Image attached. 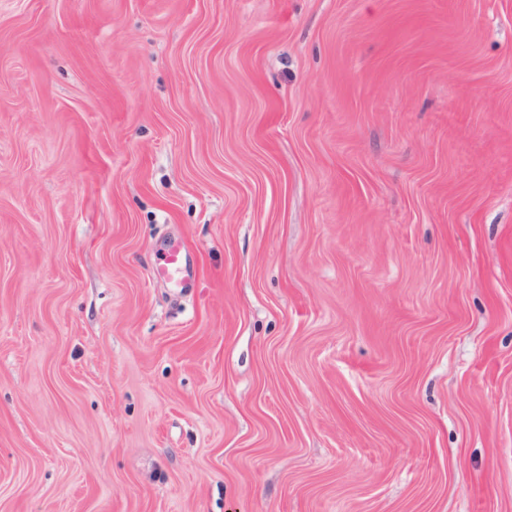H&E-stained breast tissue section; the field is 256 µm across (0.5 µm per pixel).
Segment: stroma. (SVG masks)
Masks as SVG:
<instances>
[{
  "label": "stroma",
  "mask_w": 512,
  "mask_h": 512,
  "mask_svg": "<svg viewBox=\"0 0 512 512\" xmlns=\"http://www.w3.org/2000/svg\"><path fill=\"white\" fill-rule=\"evenodd\" d=\"M0 512H512V0H0ZM154 272L162 279H168L169 283L182 288L188 285L190 270L187 255L183 245L178 242L172 244L158 264Z\"/></svg>",
  "instance_id": "stroma-1"
}]
</instances>
